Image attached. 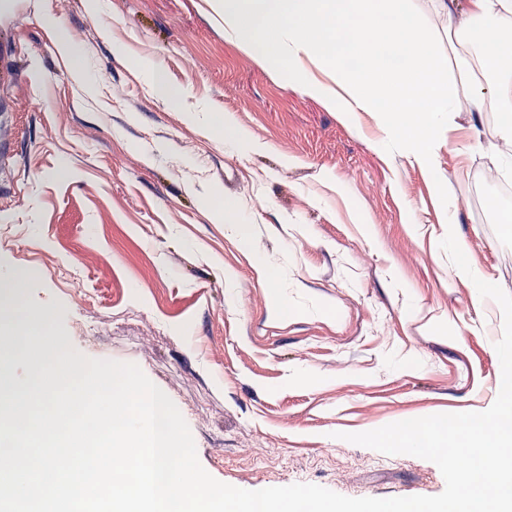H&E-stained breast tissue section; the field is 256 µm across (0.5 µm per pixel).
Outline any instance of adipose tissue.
<instances>
[{
  "label": "adipose tissue",
  "instance_id": "adipose-tissue-1",
  "mask_svg": "<svg viewBox=\"0 0 512 512\" xmlns=\"http://www.w3.org/2000/svg\"><path fill=\"white\" fill-rule=\"evenodd\" d=\"M224 26L261 62L286 61L301 89L340 112L377 114L376 143L398 146L423 170L435 167L438 133L453 127L464 103L499 101L501 147L495 171L512 169V82L483 88L474 68L512 60V0H465L479 33L455 59L438 52L411 0H223Z\"/></svg>",
  "mask_w": 512,
  "mask_h": 512
}]
</instances>
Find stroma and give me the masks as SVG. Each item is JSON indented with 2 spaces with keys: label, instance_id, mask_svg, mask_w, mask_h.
I'll return each mask as SVG.
<instances>
[{
  "label": "stroma",
  "instance_id": "35a3bbf8",
  "mask_svg": "<svg viewBox=\"0 0 512 512\" xmlns=\"http://www.w3.org/2000/svg\"><path fill=\"white\" fill-rule=\"evenodd\" d=\"M105 2L0 0V275L31 271L19 309L137 365L222 483L440 494L433 462L340 435L499 393L502 310L440 242L512 294V226L484 192L500 112H462L424 171L375 148L371 114L258 63L216 0Z\"/></svg>",
  "mask_w": 512,
  "mask_h": 512
}]
</instances>
